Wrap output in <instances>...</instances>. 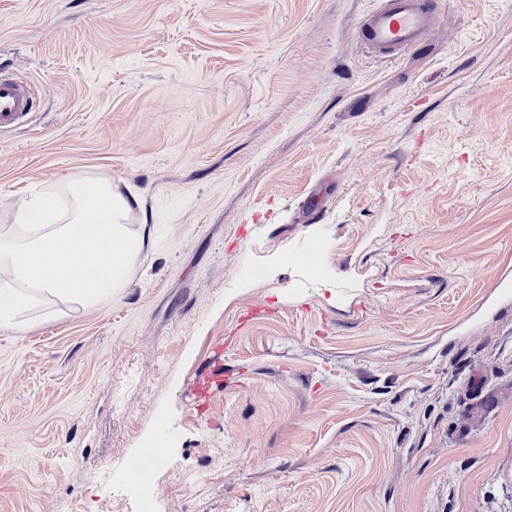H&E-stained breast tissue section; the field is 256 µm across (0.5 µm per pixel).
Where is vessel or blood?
Wrapping results in <instances>:
<instances>
[{
	"label": "vessel or blood",
	"instance_id": "vessel-or-blood-1",
	"mask_svg": "<svg viewBox=\"0 0 512 512\" xmlns=\"http://www.w3.org/2000/svg\"><path fill=\"white\" fill-rule=\"evenodd\" d=\"M432 0H377L359 23L355 35L372 53L398 58L413 49L435 25ZM37 94L34 86L0 75V131L18 126L31 114Z\"/></svg>",
	"mask_w": 512,
	"mask_h": 512
}]
</instances>
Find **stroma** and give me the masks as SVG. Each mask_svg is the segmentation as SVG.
I'll use <instances>...</instances> for the list:
<instances>
[{
  "label": "stroma",
  "mask_w": 512,
  "mask_h": 512,
  "mask_svg": "<svg viewBox=\"0 0 512 512\" xmlns=\"http://www.w3.org/2000/svg\"><path fill=\"white\" fill-rule=\"evenodd\" d=\"M0 0V225L78 172L149 232L124 287L0 330V512H512V0ZM224 350V384L190 390ZM355 35L372 53L399 58L413 49L435 25L431 0H377ZM34 86L9 75H0V131L26 121L34 109Z\"/></svg>",
  "instance_id": "35a3bbf8"
}]
</instances>
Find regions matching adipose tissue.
Returning a JSON list of instances; mask_svg holds the SVG:
<instances>
[{
    "mask_svg": "<svg viewBox=\"0 0 512 512\" xmlns=\"http://www.w3.org/2000/svg\"><path fill=\"white\" fill-rule=\"evenodd\" d=\"M128 182L78 172L22 201L0 230V328L45 297L96 304L134 266L146 219Z\"/></svg>",
    "mask_w": 512,
    "mask_h": 512,
    "instance_id": "ef3b65f1",
    "label": "adipose tissue"
}]
</instances>
